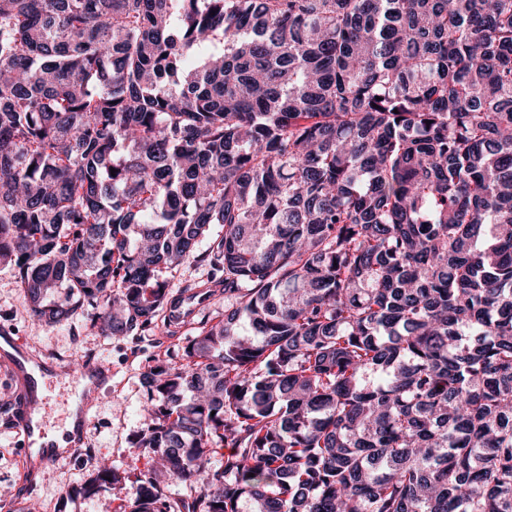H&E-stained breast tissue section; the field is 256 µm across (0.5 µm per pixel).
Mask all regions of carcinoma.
Returning a JSON list of instances; mask_svg holds the SVG:
<instances>
[{"label":"carcinoma","mask_w":512,"mask_h":512,"mask_svg":"<svg viewBox=\"0 0 512 512\" xmlns=\"http://www.w3.org/2000/svg\"><path fill=\"white\" fill-rule=\"evenodd\" d=\"M195 259L118 512H512V0H0L31 315L171 336ZM207 272L208 267L206 265L191 260L184 264L177 273L165 275L168 280V290L176 294L182 291L187 284L206 278ZM207 302L208 300L203 297L198 298V294L193 297L182 295L175 300L170 298L164 310L168 319L178 322L181 326H188L195 311Z\"/></svg>","instance_id":"carcinoma-1"}]
</instances>
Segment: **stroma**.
I'll return each instance as SVG.
<instances>
[{"instance_id": "obj_1", "label": "stroma", "mask_w": 512, "mask_h": 512, "mask_svg": "<svg viewBox=\"0 0 512 512\" xmlns=\"http://www.w3.org/2000/svg\"><path fill=\"white\" fill-rule=\"evenodd\" d=\"M90 317V308L83 307L56 325L34 320L14 270L0 267V325L14 328L28 346L61 365H69L77 356L111 365V381L99 392L97 403L90 406L85 445L97 449L99 458L129 475L128 480L101 488L92 497L66 498L68 488L89 480L93 473L91 466L74 456L47 466L40 483L22 488L20 446L12 428L0 424V494L10 512H25L33 502L39 512H115L119 504L134 498L133 476L150 467L148 456L131 446L132 436L143 426L147 404L141 377L154 357L174 368L185 365V337L161 333L104 336L91 327Z\"/></svg>"}]
</instances>
